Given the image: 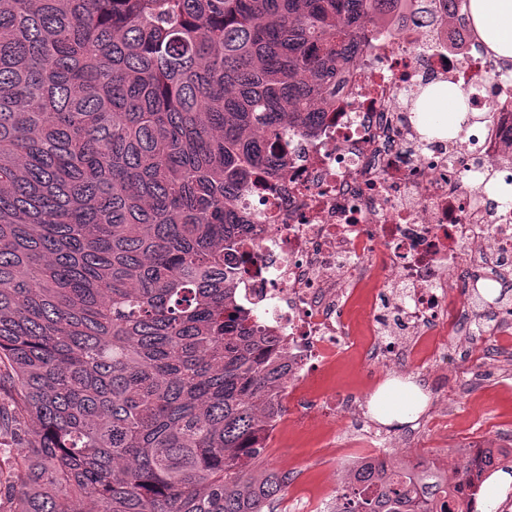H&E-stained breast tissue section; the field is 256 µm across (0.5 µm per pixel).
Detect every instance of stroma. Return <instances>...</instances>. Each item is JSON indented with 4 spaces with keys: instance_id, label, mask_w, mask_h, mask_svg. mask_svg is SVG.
Instances as JSON below:
<instances>
[{
    "instance_id": "1",
    "label": "stroma",
    "mask_w": 512,
    "mask_h": 512,
    "mask_svg": "<svg viewBox=\"0 0 512 512\" xmlns=\"http://www.w3.org/2000/svg\"><path fill=\"white\" fill-rule=\"evenodd\" d=\"M478 347L487 348L492 354L489 366L472 363L470 354ZM444 369L455 372L456 382L433 391L430 375ZM401 374L427 394L424 414L447 413L448 431L430 435L416 421L405 425L379 424V431L393 441L386 450L392 465L401 467L412 460L430 464L438 458H453L472 432L487 422L499 432L495 447L512 448V337L506 339L473 330L461 345L449 351L447 362L428 357L423 367H412L402 373L389 367L367 369L359 349L353 348L306 382L298 398L311 406L329 399L335 392L351 394L360 417L368 421L372 418L369 403L378 387ZM294 412V406H287L265 440L258 463L259 468H273L288 475V486L275 502L274 512H293L297 501L333 496L344 470L360 457L359 452L340 445L352 430L349 422L306 424L295 420Z\"/></svg>"
}]
</instances>
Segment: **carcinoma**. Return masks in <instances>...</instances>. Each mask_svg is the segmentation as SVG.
<instances>
[{
  "label": "carcinoma",
  "mask_w": 512,
  "mask_h": 512,
  "mask_svg": "<svg viewBox=\"0 0 512 512\" xmlns=\"http://www.w3.org/2000/svg\"><path fill=\"white\" fill-rule=\"evenodd\" d=\"M472 25L469 0H446ZM403 0H0L5 512H266L288 351L238 302L237 200ZM465 481L353 463L330 512H453Z\"/></svg>",
  "instance_id": "carcinoma-1"
}]
</instances>
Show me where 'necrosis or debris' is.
Masks as SVG:
<instances>
[{"mask_svg":"<svg viewBox=\"0 0 512 512\" xmlns=\"http://www.w3.org/2000/svg\"><path fill=\"white\" fill-rule=\"evenodd\" d=\"M434 10L429 25L378 17L320 126L284 137L287 167L239 199L255 229L241 242L249 271L235 286L287 344L289 385L351 347L345 317L357 291L366 293L369 366H415L424 347L447 353L465 333L463 305L502 309L512 208L490 203L479 179L512 175V66L442 0ZM437 82L488 115L465 148L426 135L411 110Z\"/></svg>","mask_w":512,"mask_h":512,"instance_id":"1","label":"necrosis or debris"}]
</instances>
